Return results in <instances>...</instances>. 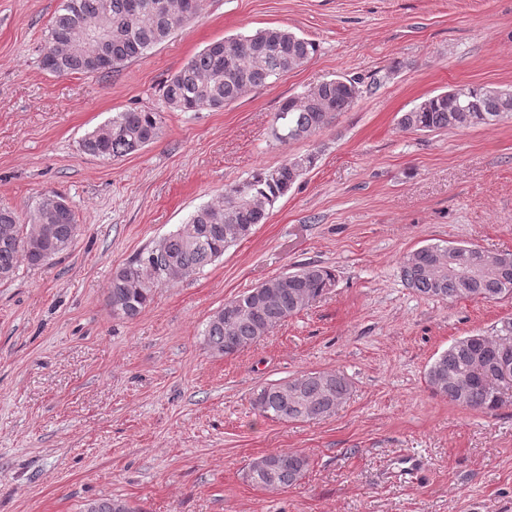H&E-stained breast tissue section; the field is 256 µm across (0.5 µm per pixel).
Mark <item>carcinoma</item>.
<instances>
[{"label": "carcinoma", "instance_id": "1", "mask_svg": "<svg viewBox=\"0 0 512 512\" xmlns=\"http://www.w3.org/2000/svg\"><path fill=\"white\" fill-rule=\"evenodd\" d=\"M108 16L112 41L96 53L82 49L79 36ZM200 15L199 0H62L45 34L41 68L53 75H98L119 70L173 37ZM315 45L281 27L216 40L166 79L162 97L172 111L220 109L249 91L275 83L303 66ZM361 79L338 76L285 99L274 115L273 136L280 143L307 138L323 129L337 112L349 108L361 93ZM457 100L440 93L402 113L405 131H434L492 125L512 117V92L482 85L467 87ZM161 114L146 109L118 112L88 133L83 153L114 159L154 143ZM317 159L311 152L289 157L272 169L224 188L220 199L198 207L188 221L160 244L148 248L112 274L108 304L120 317L134 319L148 306L156 288L190 277L224 256L233 244L266 222L269 209L286 195ZM80 231L63 199L40 201L27 223L0 204V281L12 277L21 259L38 266L67 250ZM402 278L413 290L440 299L480 297L495 300L512 294V253L489 255L474 245L430 244L408 253ZM334 274L312 263L273 277L235 297L210 316L204 331L207 350L228 357L256 343L331 287ZM512 356V319L493 336L463 337L430 364L427 382L433 393L475 411H493L503 400L473 373L476 362L488 366ZM290 393L282 383L260 387L253 398L258 415L281 421H307L331 416L350 391L339 371L309 372L291 378ZM251 484L276 491L303 480L309 459L301 453L272 451L249 463ZM135 512L128 504L101 497L82 512Z\"/></svg>", "mask_w": 512, "mask_h": 512}]
</instances>
